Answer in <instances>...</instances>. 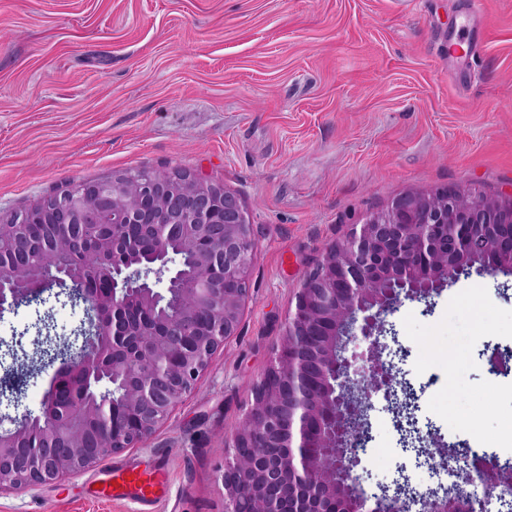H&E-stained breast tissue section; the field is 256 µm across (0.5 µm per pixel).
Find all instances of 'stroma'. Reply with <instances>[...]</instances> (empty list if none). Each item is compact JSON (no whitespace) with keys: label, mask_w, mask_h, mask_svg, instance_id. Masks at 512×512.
I'll use <instances>...</instances> for the list:
<instances>
[{"label":"stroma","mask_w":512,"mask_h":512,"mask_svg":"<svg viewBox=\"0 0 512 512\" xmlns=\"http://www.w3.org/2000/svg\"><path fill=\"white\" fill-rule=\"evenodd\" d=\"M143 168L243 201L256 246L239 334L145 446L0 494V512H224L225 427L323 249L406 189L512 191V0H483L477 18L467 0H0V222L55 187ZM44 316L61 336L86 319L50 292L1 313L0 340L33 339ZM388 322L440 444L500 438L512 374L471 354L512 346V276L460 278ZM53 372L24 378L0 415L39 413ZM367 419L354 474L373 489L403 458L383 398ZM125 464L163 468L166 495L97 499Z\"/></svg>","instance_id":"1"}]
</instances>
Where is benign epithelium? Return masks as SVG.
Returning a JSON list of instances; mask_svg holds the SVG:
<instances>
[{
  "mask_svg": "<svg viewBox=\"0 0 512 512\" xmlns=\"http://www.w3.org/2000/svg\"><path fill=\"white\" fill-rule=\"evenodd\" d=\"M45 224L39 244L27 225ZM196 252L183 270L168 244ZM155 260L137 257L144 242ZM253 227L240 197L186 173L148 172L62 187L0 224V311L55 287L85 305L88 326L50 379L36 415L0 418V494L54 483L138 448L182 405L213 355L237 335L250 292ZM72 265L38 266L33 253ZM512 270V192L455 186L408 189L355 224L310 266L252 403L231 426L220 478L224 512H377L350 483L358 465L351 429L371 398L389 399L401 369L383 359L386 317L462 275ZM84 284L80 297L68 285ZM164 283V288L157 284ZM120 381L122 398L112 399ZM72 404L60 410L57 392ZM430 468L457 456L420 437ZM506 483L493 464L462 484ZM421 512H457L428 492Z\"/></svg>",
  "mask_w": 512,
  "mask_h": 512,
  "instance_id": "7a95c632",
  "label": "benign epithelium"
}]
</instances>
